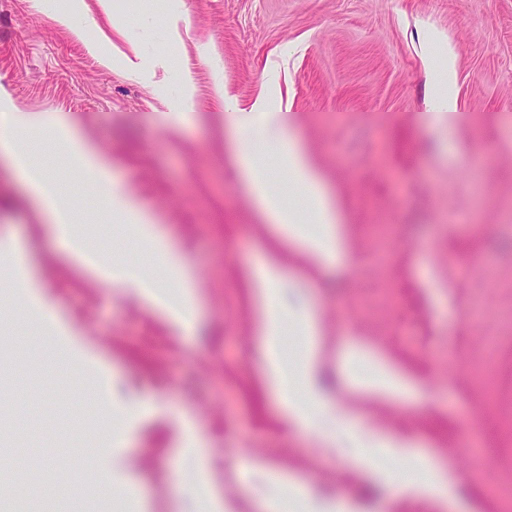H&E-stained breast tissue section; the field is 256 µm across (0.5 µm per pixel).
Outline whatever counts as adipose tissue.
<instances>
[{
  "mask_svg": "<svg viewBox=\"0 0 512 512\" xmlns=\"http://www.w3.org/2000/svg\"><path fill=\"white\" fill-rule=\"evenodd\" d=\"M290 125L287 113L262 104L254 106L252 116L238 124L241 134L236 141L233 161L242 174L245 191L262 222L275 228L287 240L289 247L305 255L315 266L340 264L347 255L343 217L309 155L293 137L288 136ZM31 126V119L15 114L1 122L0 156L9 161L27 194L49 214L54 236L63 252L100 282L136 288L179 329L193 331L198 315L195 281L176 243L159 239L153 217L138 206L121 186L112 182L108 166L94 145L75 139L66 122L54 119L50 127L58 140L71 153L77 166L97 182L103 210L115 222L134 225L141 238L156 244L162 266L174 277L178 292L167 296L147 281L140 271L113 266L90 251L74 225L72 210L61 189L45 180L20 149V143ZM260 145L276 152L281 167L306 194V213H299L271 191L265 164L256 151ZM282 267L280 259L266 249L250 273L253 287L265 297L261 320V330L267 338L264 372L277 388L290 384L291 375L279 356L276 338L283 322L290 317L296 318L309 338L304 374L312 403L318 407L322 404L318 386L322 364L319 316L307 305L286 302L287 283Z\"/></svg>",
  "mask_w": 512,
  "mask_h": 512,
  "instance_id": "obj_1",
  "label": "adipose tissue"
}]
</instances>
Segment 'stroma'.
Wrapping results in <instances>:
<instances>
[{"label": "stroma", "mask_w": 512, "mask_h": 512, "mask_svg": "<svg viewBox=\"0 0 512 512\" xmlns=\"http://www.w3.org/2000/svg\"><path fill=\"white\" fill-rule=\"evenodd\" d=\"M69 2L0 0V95L98 148L180 247L199 325L182 336L147 302L106 294L0 160V259L22 247L40 298L12 291L16 268L0 273V512H15L19 481L27 512H55L65 500L44 498L38 470L95 467L113 490L77 489V512H192L210 488L224 512H512V0H83L94 48L58 22ZM448 45L457 110L439 115L427 101ZM228 94L245 110L288 105L346 217L341 266L300 278L302 260L277 247L293 297L321 310L323 398L414 439L415 458L362 447L337 423L296 429L284 402L308 412L305 389L268 385L250 268L274 239L229 160ZM23 149L102 259L154 270V247L100 216L95 183L48 128ZM353 345L389 358L407 392H360L365 363L336 359ZM244 458L263 470L244 474Z\"/></svg>", "instance_id": "1"}]
</instances>
